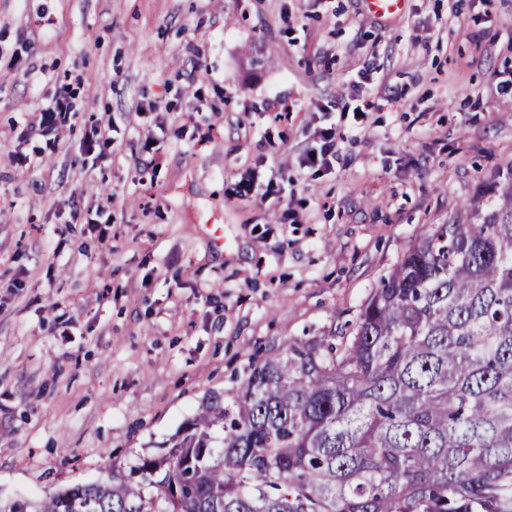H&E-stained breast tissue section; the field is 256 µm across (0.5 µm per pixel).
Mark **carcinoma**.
<instances>
[{
  "mask_svg": "<svg viewBox=\"0 0 512 512\" xmlns=\"http://www.w3.org/2000/svg\"><path fill=\"white\" fill-rule=\"evenodd\" d=\"M480 197L341 344L286 341L164 456L0 512H512V168Z\"/></svg>",
  "mask_w": 512,
  "mask_h": 512,
  "instance_id": "1",
  "label": "carcinoma"
}]
</instances>
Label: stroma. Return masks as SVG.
<instances>
[{
	"label": "stroma",
	"instance_id": "35a3bbf8",
	"mask_svg": "<svg viewBox=\"0 0 512 512\" xmlns=\"http://www.w3.org/2000/svg\"><path fill=\"white\" fill-rule=\"evenodd\" d=\"M509 78L512 0H0V502L163 455L254 351L341 336L512 167ZM63 84L58 142L19 140ZM330 125L338 160L301 168ZM249 171L298 222L229 197ZM366 9L378 17H393L405 11L406 0H363Z\"/></svg>",
	"mask_w": 512,
	"mask_h": 512
}]
</instances>
